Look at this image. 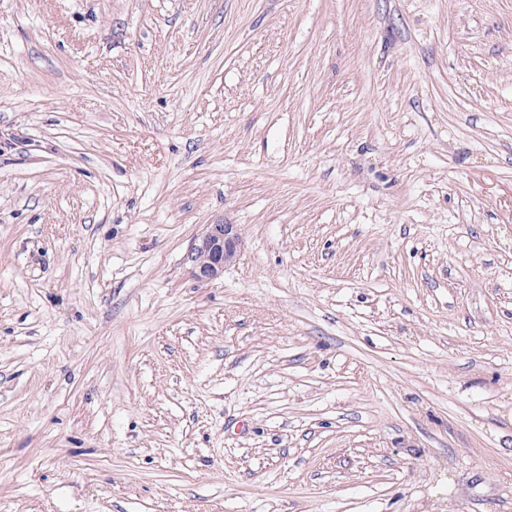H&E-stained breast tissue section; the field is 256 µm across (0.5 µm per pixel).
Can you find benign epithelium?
Instances as JSON below:
<instances>
[{
  "mask_svg": "<svg viewBox=\"0 0 512 512\" xmlns=\"http://www.w3.org/2000/svg\"><path fill=\"white\" fill-rule=\"evenodd\" d=\"M239 244L240 234L236 225H207L189 256L192 276L200 281L221 276L224 265L235 257Z\"/></svg>",
  "mask_w": 512,
  "mask_h": 512,
  "instance_id": "1",
  "label": "benign epithelium"
}]
</instances>
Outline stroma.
Returning a JSON list of instances; mask_svg holds the SVG:
<instances>
[{"label":"stroma","instance_id":"35a3bbf8","mask_svg":"<svg viewBox=\"0 0 512 512\" xmlns=\"http://www.w3.org/2000/svg\"><path fill=\"white\" fill-rule=\"evenodd\" d=\"M0 512H512V0H0ZM239 244L236 225L208 224L189 256L192 276L200 281L221 276L224 265L235 257Z\"/></svg>","mask_w":512,"mask_h":512}]
</instances>
